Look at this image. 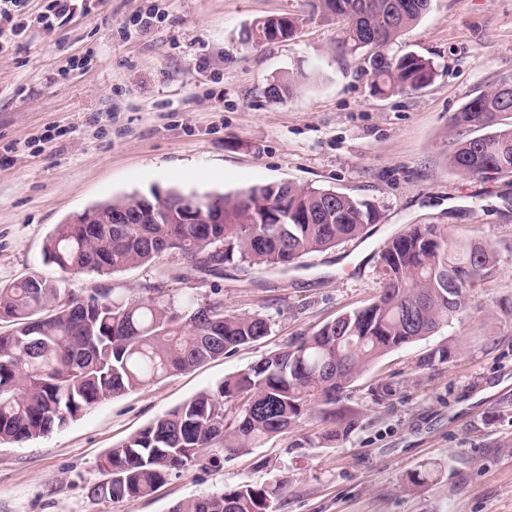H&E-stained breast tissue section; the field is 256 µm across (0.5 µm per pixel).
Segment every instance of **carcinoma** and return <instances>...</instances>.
<instances>
[{"label": "carcinoma", "instance_id": "1", "mask_svg": "<svg viewBox=\"0 0 512 512\" xmlns=\"http://www.w3.org/2000/svg\"><path fill=\"white\" fill-rule=\"evenodd\" d=\"M430 0H315L321 18L339 23L336 49L356 53L376 39L382 48L425 14ZM300 19L257 20L247 39L287 40ZM433 63L415 53L373 60L374 93L427 87ZM293 77L270 85L269 96L293 93ZM512 85L502 83L467 102L452 126L487 133L459 134L449 165L487 179L512 173ZM224 223H210L213 210ZM126 216L131 223L117 224ZM366 202L332 189L266 183L236 193L184 194L177 189L114 198L55 225L43 255L64 274L105 276L156 262L179 251L197 271L218 272L236 261L287 267L303 256L354 239L375 223ZM496 266L493 249L457 241L447 227L414 224L381 251L383 288L377 299L345 313L311 335L197 393L110 449L104 459L108 499L146 498L188 466H220L224 458L317 417L332 429L299 443L330 444L356 427L354 380L385 355L451 324L465 307V291ZM172 298L137 300L96 292L79 296L63 280L40 274L0 285V444H22L64 427L99 402L195 368L257 341L269 331L259 314L230 313L224 301L200 305L184 320ZM451 344L427 354L420 367L444 364ZM283 481L241 484L176 504L171 512H270Z\"/></svg>", "mask_w": 512, "mask_h": 512}]
</instances>
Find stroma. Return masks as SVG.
I'll list each match as a JSON object with an SVG mask.
<instances>
[{"label": "stroma", "instance_id": "35a3bbf8", "mask_svg": "<svg viewBox=\"0 0 512 512\" xmlns=\"http://www.w3.org/2000/svg\"><path fill=\"white\" fill-rule=\"evenodd\" d=\"M165 20L126 38L137 11ZM295 15L289 40L246 38L256 20ZM337 25L308 0H102L64 29L30 27L0 54V284L55 275L43 245L55 224L117 196L177 186L234 192L294 182L373 204L361 237L285 269L227 265L193 271L177 252L108 276H76L80 295L159 289L191 316L213 298L226 311L258 313L259 341L141 389L103 400L23 444H0V512H170L181 500L248 483L286 479L271 512H512V175L482 180L448 164L452 116L468 101L512 83V0H431L402 38L383 49L433 62L418 91L373 94L363 55L339 53ZM82 71L63 74L71 58ZM299 83L276 102L279 78ZM410 224H445L456 239L488 244L497 264L471 292L458 321L383 357L354 382L359 422L346 438L303 448L323 432L308 420L217 468L178 473L148 498H90L109 449L225 377L372 302L385 241ZM452 361L419 360L442 344ZM392 397L378 402L377 387ZM442 474L423 486V466Z\"/></svg>", "mask_w": 512, "mask_h": 512}]
</instances>
